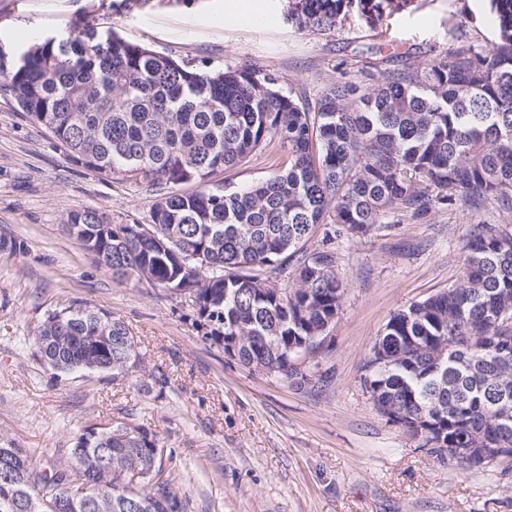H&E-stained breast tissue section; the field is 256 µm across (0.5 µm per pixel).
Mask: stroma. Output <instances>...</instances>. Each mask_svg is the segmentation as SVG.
I'll list each match as a JSON object with an SVG mask.
<instances>
[{
    "label": "stroma",
    "instance_id": "1",
    "mask_svg": "<svg viewBox=\"0 0 512 512\" xmlns=\"http://www.w3.org/2000/svg\"><path fill=\"white\" fill-rule=\"evenodd\" d=\"M287 11L288 0H0V51L88 21L196 70L255 64L316 98L340 70L357 80L365 62L390 70L397 56L420 68L456 36L487 46L497 36L491 0H415L374 26L353 10L328 37ZM287 165V151L268 147L222 177L236 189ZM156 199L72 160L0 89V446L60 458L78 431L142 427L183 512H512V459L466 468L437 456L361 385L390 316L455 283L472 224L512 225V213L444 208L423 223L393 213L366 236L332 239L342 304L318 359L323 380L297 386L205 340L181 300L113 280L66 226L80 209L145 224ZM80 303L126 325L138 368L115 377L43 364L38 327Z\"/></svg>",
    "mask_w": 512,
    "mask_h": 512
}]
</instances>
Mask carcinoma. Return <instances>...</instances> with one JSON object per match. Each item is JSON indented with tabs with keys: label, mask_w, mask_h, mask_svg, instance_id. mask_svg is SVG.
<instances>
[{
	"label": "carcinoma",
	"mask_w": 512,
	"mask_h": 512,
	"mask_svg": "<svg viewBox=\"0 0 512 512\" xmlns=\"http://www.w3.org/2000/svg\"><path fill=\"white\" fill-rule=\"evenodd\" d=\"M411 3L288 0V17L329 34L354 6L378 22ZM491 5V46L462 36L421 69L366 71V81L338 80L313 101L249 63L194 70L90 24L32 44L15 62L0 54V87L88 169L164 186L150 214L153 238L111 231L94 210L68 215L79 240L96 237L112 258L113 278L172 295L193 290L204 335L239 338L243 365L302 386L309 375L294 359L302 345L320 353L344 294L336 253L303 249L321 226L360 237L392 211L415 221L445 206L512 212V0ZM274 142L288 151L287 169L238 189L215 179ZM463 251L455 285L390 317L361 385L409 436L471 468L483 465L481 448H512V421L496 413L503 390L512 398V323L497 318H512V226L472 225ZM290 265L293 286L275 289L271 277ZM128 335L108 313L69 306L47 315L35 342L57 370L125 374L139 364ZM120 427L125 441L102 429L64 462L0 448L10 478L0 484V512H52L75 471L106 485L134 466L156 491L114 489L110 512H181L155 437Z\"/></svg>",
	"instance_id": "cac0c4a2"
}]
</instances>
